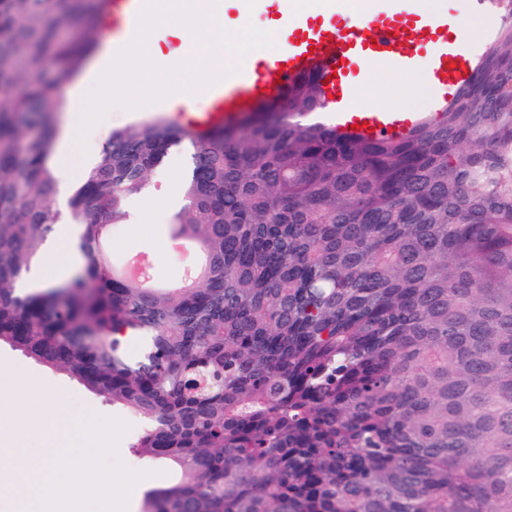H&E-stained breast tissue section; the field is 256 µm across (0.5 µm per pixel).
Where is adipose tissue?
Here are the masks:
<instances>
[{
  "mask_svg": "<svg viewBox=\"0 0 512 512\" xmlns=\"http://www.w3.org/2000/svg\"><path fill=\"white\" fill-rule=\"evenodd\" d=\"M426 89L414 77L393 78L382 65H372L368 79L351 97L353 109L373 106L397 112H413ZM9 392L15 410L8 422L0 421V431L21 437L31 427L43 424L52 413L53 395L36 377L18 366L0 364V392ZM133 476L115 482L102 475L91 458L71 459L55 447L38 457L17 456L10 469L0 471V492L18 490L29 503L28 512H83L87 500H97L100 512H124L120 490L133 483Z\"/></svg>",
  "mask_w": 512,
  "mask_h": 512,
  "instance_id": "adipose-tissue-1",
  "label": "adipose tissue"
}]
</instances>
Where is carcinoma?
I'll return each mask as SVG.
<instances>
[{
    "instance_id": "obj_1",
    "label": "carcinoma",
    "mask_w": 512,
    "mask_h": 512,
    "mask_svg": "<svg viewBox=\"0 0 512 512\" xmlns=\"http://www.w3.org/2000/svg\"><path fill=\"white\" fill-rule=\"evenodd\" d=\"M471 81L401 139L340 133L327 91L193 134L112 131L67 211L61 85L108 0H0V344L150 426L142 512H512V0ZM193 147L170 236L204 266L140 288L108 229ZM80 272L21 292L61 219ZM136 346L130 351V346Z\"/></svg>"
}]
</instances>
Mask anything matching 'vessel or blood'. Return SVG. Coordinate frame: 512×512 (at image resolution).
<instances>
[{"label": "vessel or blood", "mask_w": 512, "mask_h": 512, "mask_svg": "<svg viewBox=\"0 0 512 512\" xmlns=\"http://www.w3.org/2000/svg\"><path fill=\"white\" fill-rule=\"evenodd\" d=\"M152 0H112V27L105 30L113 49L133 41L139 19ZM384 0H357L343 18H282L285 43L269 55L263 68L240 69L211 88L209 107L196 120L199 127L224 125L243 112L278 100L298 78L326 79L331 110L339 132L368 124L372 136L398 137L414 124L411 113L384 107L353 111L349 97L356 78H367L370 66L381 63L404 76H417L449 95L464 85L472 70V53L462 50L459 20L448 13L421 14L406 0L387 8Z\"/></svg>", "instance_id": "vessel-or-blood-1"}]
</instances>
